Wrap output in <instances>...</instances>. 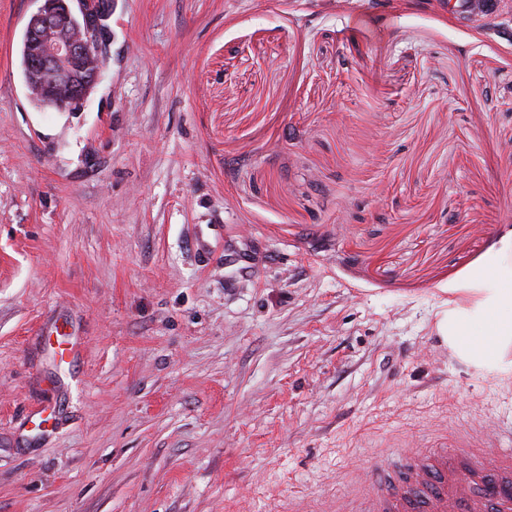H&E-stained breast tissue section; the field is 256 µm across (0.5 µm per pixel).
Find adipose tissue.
<instances>
[{"label": "adipose tissue", "instance_id": "ef3b65f1", "mask_svg": "<svg viewBox=\"0 0 512 512\" xmlns=\"http://www.w3.org/2000/svg\"><path fill=\"white\" fill-rule=\"evenodd\" d=\"M474 294L468 305L449 303L437 321L442 344L477 369L512 372V230L498 248L473 266L461 284Z\"/></svg>", "mask_w": 512, "mask_h": 512}]
</instances>
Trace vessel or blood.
Here are the masks:
<instances>
[{
	"label": "vessel or blood",
	"mask_w": 512,
	"mask_h": 512,
	"mask_svg": "<svg viewBox=\"0 0 512 512\" xmlns=\"http://www.w3.org/2000/svg\"><path fill=\"white\" fill-rule=\"evenodd\" d=\"M487 456L479 437L460 434L432 453L392 452L369 472V490L336 512H512V431Z\"/></svg>",
	"instance_id": "obj_1"
}]
</instances>
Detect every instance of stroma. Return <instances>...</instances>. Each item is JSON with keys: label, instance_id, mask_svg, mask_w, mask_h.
<instances>
[{"label": "stroma", "instance_id": "35a3bbf8", "mask_svg": "<svg viewBox=\"0 0 512 512\" xmlns=\"http://www.w3.org/2000/svg\"><path fill=\"white\" fill-rule=\"evenodd\" d=\"M43 2L0 0V512H331L512 422L435 329L512 230V0H110L76 112ZM56 8L70 9L69 0H53ZM79 11L86 23L81 28L72 26L69 10L56 11L49 5H42L32 13L26 24V34L34 39L41 49L32 54L26 34L21 47V66L26 85L31 87L32 102L39 103L51 92L48 87L36 86L38 78L28 77L29 70L42 76L56 87L48 104L59 111L70 108L76 102L84 101L80 94L82 88L95 86L103 77L104 61L101 47L92 24L94 10L92 0H80Z\"/></svg>", "mask_w": 512, "mask_h": 512}]
</instances>
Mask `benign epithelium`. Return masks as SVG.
<instances>
[{
  "instance_id": "7a95c632",
  "label": "benign epithelium",
  "mask_w": 512,
  "mask_h": 512,
  "mask_svg": "<svg viewBox=\"0 0 512 512\" xmlns=\"http://www.w3.org/2000/svg\"><path fill=\"white\" fill-rule=\"evenodd\" d=\"M93 0H80L86 23L72 26L70 12L43 5L32 13L26 34L41 49L28 60L29 70L56 87L49 105L63 111L84 97L80 90L96 85L103 77L104 61L92 24Z\"/></svg>"
}]
</instances>
